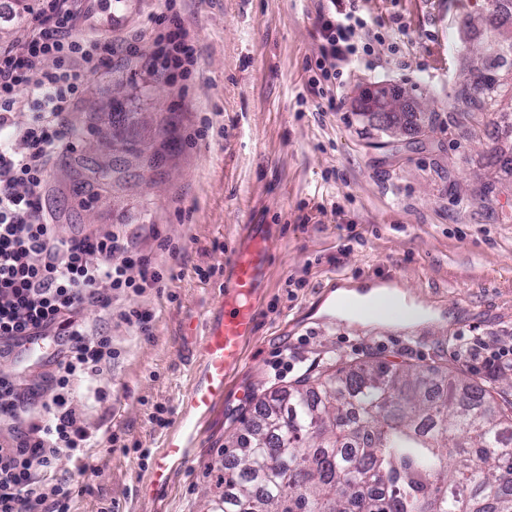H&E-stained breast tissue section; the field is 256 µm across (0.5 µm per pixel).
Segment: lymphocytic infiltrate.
Wrapping results in <instances>:
<instances>
[{
    "label": "lymphocytic infiltrate",
    "mask_w": 512,
    "mask_h": 512,
    "mask_svg": "<svg viewBox=\"0 0 512 512\" xmlns=\"http://www.w3.org/2000/svg\"><path fill=\"white\" fill-rule=\"evenodd\" d=\"M176 2L165 0L172 15L151 30L149 61L171 81L186 79L199 59L195 34L173 15ZM330 3L318 16L321 55L308 84L332 106L366 22L357 0ZM79 21L75 0H41L30 34L0 47V358L35 339L59 344L42 383L0 375V512H71V484L50 474L92 442L72 384L101 375L116 357L111 336L82 311L94 305L108 316L113 295L163 285L160 273L133 258L122 228L65 237L42 202L50 165L71 136L62 116L112 50L78 37ZM26 106L31 119L17 126L14 113Z\"/></svg>",
    "instance_id": "1"
}]
</instances>
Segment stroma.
<instances>
[{"instance_id":"35a3bbf8","label":"stroma","mask_w":512,"mask_h":512,"mask_svg":"<svg viewBox=\"0 0 512 512\" xmlns=\"http://www.w3.org/2000/svg\"><path fill=\"white\" fill-rule=\"evenodd\" d=\"M328 5L181 0L199 60L188 80L170 84L148 70V32L163 4L132 0L112 27L111 56L67 114L73 147L51 164L47 210L65 235L122 226L130 249L165 277L164 287L115 296L111 318L84 310L117 357L95 380L76 381L73 396L90 432H112L118 444L62 459L55 478L92 486L73 512H206L218 491L211 468L230 461L257 398L342 361L460 367L512 398V368L490 374L454 349L462 332L491 350L512 336V66L499 70L498 110L481 127L448 108L468 59L512 37V22L486 27L488 0H360L358 39L371 52L353 63L331 110L307 89ZM394 87L406 97L392 133L364 110ZM145 141L157 152L145 166L112 148ZM99 166L121 170V180H86ZM247 224L271 240L256 334L168 488L142 496L165 435L151 416L159 407L178 415L192 362L187 327L215 312L224 256ZM382 284L438 319L363 323L322 311L336 289ZM131 309L151 314L146 330L121 320Z\"/></svg>"}]
</instances>
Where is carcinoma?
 Here are the masks:
<instances>
[{
	"instance_id": "cac0c4a2",
	"label": "carcinoma",
	"mask_w": 512,
	"mask_h": 512,
	"mask_svg": "<svg viewBox=\"0 0 512 512\" xmlns=\"http://www.w3.org/2000/svg\"><path fill=\"white\" fill-rule=\"evenodd\" d=\"M511 58L512 41L458 91L457 120L482 124ZM377 104L379 127L398 123ZM494 393L377 361L308 375L243 423L208 512H512V399Z\"/></svg>"
}]
</instances>
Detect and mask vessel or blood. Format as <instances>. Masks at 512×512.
<instances>
[{"mask_svg": "<svg viewBox=\"0 0 512 512\" xmlns=\"http://www.w3.org/2000/svg\"><path fill=\"white\" fill-rule=\"evenodd\" d=\"M83 14V31L111 30L112 0H83ZM270 255V240L258 228L248 231L243 246L225 255L228 276L219 293L221 315L194 328L190 382L179 402L178 421L164 436L148 471L145 493L168 486L174 466L188 457L199 424L222 404L228 376L242 361L244 343L256 333L254 298L265 282Z\"/></svg>", "mask_w": 512, "mask_h": 512, "instance_id": "vessel-or-blood-1", "label": "vessel or blood"}]
</instances>
